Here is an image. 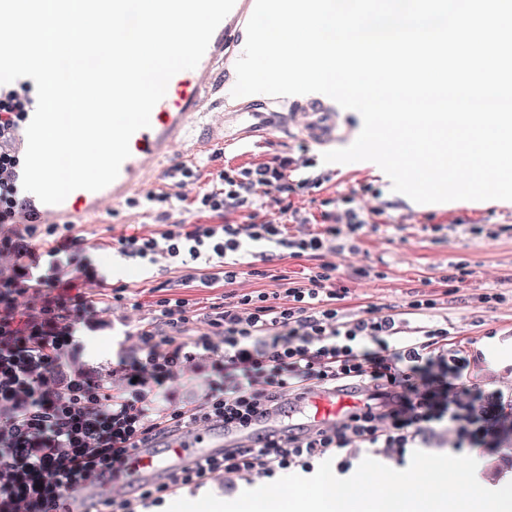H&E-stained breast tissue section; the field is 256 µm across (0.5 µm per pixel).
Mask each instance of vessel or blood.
<instances>
[{"mask_svg": "<svg viewBox=\"0 0 512 512\" xmlns=\"http://www.w3.org/2000/svg\"><path fill=\"white\" fill-rule=\"evenodd\" d=\"M255 0H235V6L213 33L207 50L195 69L174 75L165 97L152 110L150 127L136 131L130 139L131 155L117 179L96 191L79 189L59 204L42 203L34 194L25 197L26 212L36 224H80L85 218L109 211L113 201L132 190L164 164L174 162L175 150L186 145V159L209 153L214 148L235 150L244 143H259L277 125L283 108H290L295 123L316 139L334 137L336 126L330 118L332 101L301 102L283 96L253 94L233 97L235 63L246 43L241 25ZM312 411L297 420L296 428L307 430L335 421L342 408L355 404L354 392L319 393L307 398ZM279 423L261 417L247 429L209 425L171 441L166 448H138L116 475L88 478L65 495V512H86L88 504L107 490L116 498H135L147 483H162L174 469L191 465L197 458L223 455L225 449L247 445L250 439L278 432Z\"/></svg>", "mask_w": 512, "mask_h": 512, "instance_id": "1", "label": "vessel or blood"}]
</instances>
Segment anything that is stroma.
I'll return each instance as SVG.
<instances>
[{"mask_svg": "<svg viewBox=\"0 0 512 512\" xmlns=\"http://www.w3.org/2000/svg\"><path fill=\"white\" fill-rule=\"evenodd\" d=\"M327 148L287 122L272 130L261 146L243 148L238 156L214 150L198 158L199 186L209 188L212 179L228 166H248L289 153L313 158L314 166L299 170V177L325 173L332 180L319 188L297 190L290 196L292 202L314 214L327 200L340 213L353 204L370 212L367 225L342 232L339 241L345 249L330 257L349 290L343 307L351 313L372 308L396 313L412 300L434 299V309L409 316L410 327L447 324L450 335L477 357L467 384L512 396V201L482 204L459 200L442 208H427L393 192L391 183L361 163L323 162ZM164 230V225L150 223L122 199L113 203L105 223L74 226L72 233L85 242L96 275L88 277L73 263L63 269L61 277L75 282L78 291L95 300L97 307L77 324L75 346L60 362L62 376L81 373L106 387L125 388L118 363L143 357L138 332L148 324L161 327L155 306L159 298L175 295L188 299L190 328L196 331L203 317L224 299L253 290L275 291L277 282L260 277L261 269L295 277L315 263L311 255L292 257L285 248L246 240L238 254L242 274L236 283L188 288L176 264L165 256L149 261L119 252L122 236L156 237ZM264 254L270 255V262H261ZM360 268L369 269L370 277H357ZM116 288L122 291L118 301L111 296ZM486 293L503 294L504 300L483 303L480 297ZM223 362V352H199L162 387H148L147 394L159 407L170 410L201 403ZM265 483V478L258 476L218 473L201 485L167 495L166 500L171 503L178 497L206 493L230 496Z\"/></svg>", "mask_w": 512, "mask_h": 512, "instance_id": "35a3bbf8", "label": "stroma"}]
</instances>
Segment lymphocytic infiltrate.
<instances>
[{"label": "lymphocytic infiltrate", "mask_w": 512, "mask_h": 512, "mask_svg": "<svg viewBox=\"0 0 512 512\" xmlns=\"http://www.w3.org/2000/svg\"><path fill=\"white\" fill-rule=\"evenodd\" d=\"M29 98L9 88L0 91V255L15 254L13 276L0 277V512H63L65 493L93 474L118 470L134 448L168 438L201 423L248 427L252 420L280 414L288 401H301L318 391L356 389L362 405L337 419L335 426L285 435L260 437L256 446L238 448L224 458L204 457L173 472L167 482L145 486L136 501L106 499L104 512H135L136 502L160 505L165 495L197 485L218 472L272 476L280 470L309 467L312 459L341 455L356 448L403 451L415 441L430 442L440 432L453 436L452 446L497 447L512 431V401L499 392H481L462 382L471 357L447 329L406 335V319L370 310L347 314L342 306L348 289L340 285L337 267L322 262L291 278L283 294L252 291L238 295L235 305L206 315L207 332L192 343L180 337L189 322L184 298L158 299L157 307L174 341L158 350L152 326L140 329L145 360L125 365L132 384L115 392L82 377L62 387L48 382L60 358L72 347L76 326L91 301L73 293L60 273L73 255L84 252L80 239L65 236L64 247L50 245L57 226L26 225L31 246L16 243L15 223L22 208L16 185L21 157L13 148ZM304 163L277 155L221 172L215 187L199 191L190 201L201 215L197 224L171 221L164 206L173 195L148 192L132 198L129 208H157L164 224L160 237L136 233L119 239L121 252L144 258L159 253L193 260L184 276L186 287L208 288L217 279L234 283L239 274L236 254L243 240L268 242L292 255H318L337 249L340 225L358 229L364 215L354 209L313 215L281 196L291 187L294 172ZM280 206L275 219L260 217L268 203ZM320 221L307 238L288 236L291 224ZM212 251L218 264L198 266L202 250ZM46 256L48 272L37 276L32 264ZM56 289L40 306L21 309L20 296L31 281ZM224 339V379L213 383L200 405L168 411L149 400L145 388L157 385L192 359L193 349L212 350V337Z\"/></svg>", "instance_id": "obj_1"}]
</instances>
